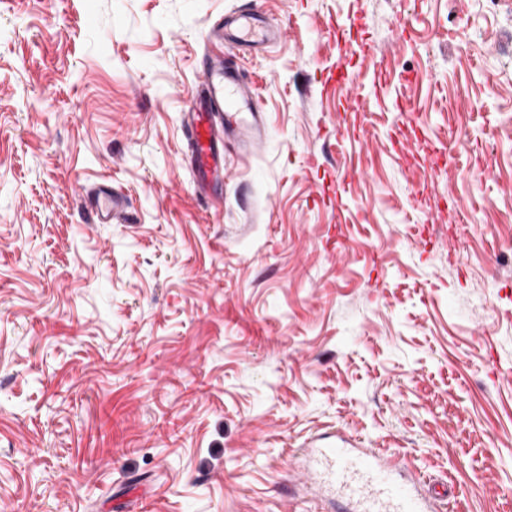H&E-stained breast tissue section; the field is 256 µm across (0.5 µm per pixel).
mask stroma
<instances>
[{
    "mask_svg": "<svg viewBox=\"0 0 512 512\" xmlns=\"http://www.w3.org/2000/svg\"><path fill=\"white\" fill-rule=\"evenodd\" d=\"M238 8L281 35L232 58L265 135L212 209L181 114ZM511 36L512 0H0V512H337L297 487L326 432L512 512ZM95 224H125L132 220V201L121 189L108 181L85 188Z\"/></svg>",
    "mask_w": 512,
    "mask_h": 512,
    "instance_id": "stroma-1",
    "label": "stroma"
}]
</instances>
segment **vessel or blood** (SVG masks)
<instances>
[{"mask_svg": "<svg viewBox=\"0 0 512 512\" xmlns=\"http://www.w3.org/2000/svg\"><path fill=\"white\" fill-rule=\"evenodd\" d=\"M270 40L269 31L245 14L216 20L212 27L210 47L199 60L201 86L182 115L188 150L179 159L191 172L201 197H209L224 184L225 142L237 141L248 155L263 138L260 113L253 103L255 88L239 69L226 65L223 46L231 42L258 52ZM86 196L96 223L131 221L129 195L110 182L87 188ZM305 455L308 479L336 491L346 512H430L425 497L395 478L398 464L394 460L356 447H341L328 437L317 447L306 449Z\"/></svg>", "mask_w": 512, "mask_h": 512, "instance_id": "obj_1", "label": "vessel or blood"}]
</instances>
